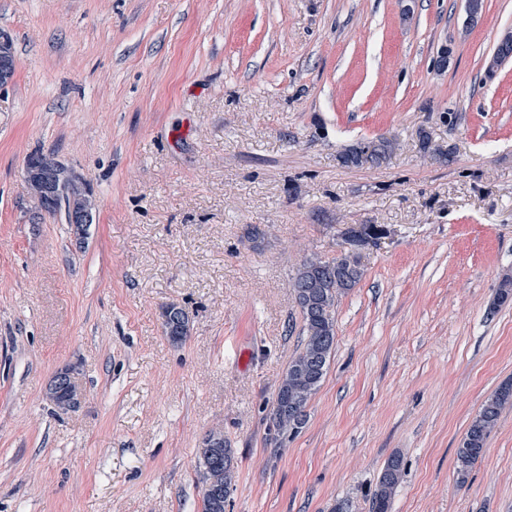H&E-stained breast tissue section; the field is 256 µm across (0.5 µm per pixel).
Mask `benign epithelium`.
<instances>
[{
	"mask_svg": "<svg viewBox=\"0 0 512 512\" xmlns=\"http://www.w3.org/2000/svg\"><path fill=\"white\" fill-rule=\"evenodd\" d=\"M14 39L12 34L0 29V87L10 83L15 75ZM24 177L34 201L40 203L50 190L60 193L66 186L76 184L83 191V221L92 224L96 217V198L87 184L71 167L52 153L38 154L26 159Z\"/></svg>",
	"mask_w": 512,
	"mask_h": 512,
	"instance_id": "1",
	"label": "benign epithelium"
}]
</instances>
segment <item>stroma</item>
I'll use <instances>...</instances> for the list:
<instances>
[{
    "mask_svg": "<svg viewBox=\"0 0 512 512\" xmlns=\"http://www.w3.org/2000/svg\"><path fill=\"white\" fill-rule=\"evenodd\" d=\"M0 512H201L220 427L225 512H512V406L465 483L472 416L512 379V0H0ZM452 55L440 66L441 42ZM444 161L423 152L419 131ZM397 140L380 164L343 150ZM55 152L92 187L84 248L30 198ZM352 224L387 234L336 305V347L295 438L269 416L301 345L302 260ZM183 307L186 342L161 308ZM84 398L44 391L66 365ZM14 39L12 34L0 29V87L10 83L15 75ZM161 319L163 333L174 347L182 345L190 333V318L179 305L170 303L162 306ZM78 374L77 366L69 365L58 371L45 390V399L58 411L68 412L78 408L83 399V393L76 382ZM63 376L65 385L57 383V379ZM235 450L224 439L223 429H212L202 441L197 454V467L202 486V512H225L235 478ZM400 478L401 459L399 456L393 455L387 460L372 495V512H388L391 496L397 488Z\"/></svg>",
    "mask_w": 512,
    "mask_h": 512,
    "instance_id": "1",
    "label": "stroma"
}]
</instances>
